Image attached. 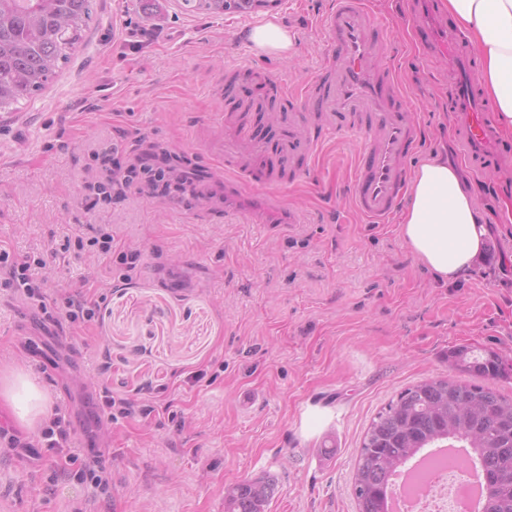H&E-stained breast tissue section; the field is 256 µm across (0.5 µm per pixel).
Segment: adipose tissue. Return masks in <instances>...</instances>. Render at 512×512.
<instances>
[{
  "instance_id": "obj_1",
  "label": "adipose tissue",
  "mask_w": 512,
  "mask_h": 512,
  "mask_svg": "<svg viewBox=\"0 0 512 512\" xmlns=\"http://www.w3.org/2000/svg\"><path fill=\"white\" fill-rule=\"evenodd\" d=\"M446 5L477 54L482 90L493 102L500 126L512 131V0H446ZM398 224L405 244L444 281L471 268L486 249L487 229L474 193L438 156L414 169ZM0 400L28 428L36 427L50 409L36 378L20 369L0 375Z\"/></svg>"
}]
</instances>
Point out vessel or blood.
<instances>
[{
	"label": "vessel or blood",
	"mask_w": 512,
	"mask_h": 512,
	"mask_svg": "<svg viewBox=\"0 0 512 512\" xmlns=\"http://www.w3.org/2000/svg\"><path fill=\"white\" fill-rule=\"evenodd\" d=\"M410 2L418 8L414 33L421 47L441 43L446 48L448 68L454 76L448 112L465 158L479 167L512 161V144L505 143L490 116L472 58L460 49L453 31L442 27L431 0ZM321 27L330 52L323 75L308 85L307 96L324 126L361 134L353 207L369 223L382 224L406 195L407 161L420 146L421 127L412 117L396 70L385 64L390 46L368 0H335ZM279 95L288 114L279 142L271 147L256 144L250 129L243 125L237 129L242 152L227 151L220 159L225 175L236 182L254 178L244 157L269 156L285 184L300 176L317 153L320 131L307 129L305 117L296 112L287 89H280Z\"/></svg>",
	"instance_id": "1"
}]
</instances>
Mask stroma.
I'll return each mask as SVG.
<instances>
[{"mask_svg": "<svg viewBox=\"0 0 512 512\" xmlns=\"http://www.w3.org/2000/svg\"><path fill=\"white\" fill-rule=\"evenodd\" d=\"M333 0H278L248 13H194L184 0H96L83 43L46 87L0 117V245L58 248L66 224H108L141 246L140 269L91 253L52 270L64 294L111 272L89 331L43 332L37 314L0 287V373L37 375L71 413L74 459L59 466L39 430L0 402V496L10 512H224V490L273 478L267 512H357L352 475L363 434L403 388L451 374L468 346L512 365V163L475 170L448 120V61L416 44L407 0H373L394 66L424 129L417 159L447 156L490 232L484 256L453 284L438 282L398 234L351 204L357 133H325L283 208L250 183L225 189L206 151L225 114L281 112L273 85L303 87L324 72L319 28ZM274 18L287 55L262 54L248 32ZM234 71L232 95L224 74ZM156 143L196 165L204 199L134 198L87 210L82 177L106 142ZM298 215L283 223V209ZM202 373L199 383L189 375ZM149 404L116 417L114 480L83 478L100 388Z\"/></svg>", "mask_w": 512, "mask_h": 512, "instance_id": "stroma-1", "label": "stroma"}]
</instances>
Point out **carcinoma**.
I'll list each match as a JSON object with an SVG mask.
<instances>
[{
  "instance_id": "carcinoma-1",
  "label": "carcinoma",
  "mask_w": 512,
  "mask_h": 512,
  "mask_svg": "<svg viewBox=\"0 0 512 512\" xmlns=\"http://www.w3.org/2000/svg\"><path fill=\"white\" fill-rule=\"evenodd\" d=\"M95 0H0V110L42 90L67 61L94 14ZM210 14L249 8V0H184ZM463 380L430 378L404 388L372 419L352 477L358 512H389L388 485L427 448L458 442L484 472V512H512V396L485 384L506 373L492 351L448 354ZM273 480L246 479L224 494V512H266Z\"/></svg>"
}]
</instances>
